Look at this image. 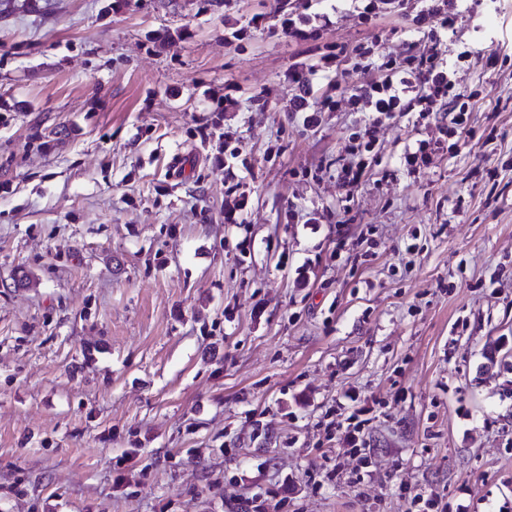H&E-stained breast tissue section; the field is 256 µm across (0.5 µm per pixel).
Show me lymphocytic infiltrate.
Segmentation results:
<instances>
[{"label": "lymphocytic infiltrate", "instance_id": "f902f5d3", "mask_svg": "<svg viewBox=\"0 0 512 512\" xmlns=\"http://www.w3.org/2000/svg\"><path fill=\"white\" fill-rule=\"evenodd\" d=\"M420 3L415 17L417 27L434 42V50L401 60L382 58L378 68L385 71V79L364 88L350 89L349 100L360 112L389 114L414 110L425 115L446 109L452 114L454 132L460 134L465 129L464 116L469 104L454 78L455 68L441 47L458 17L468 11V0H420Z\"/></svg>", "mask_w": 512, "mask_h": 512}]
</instances>
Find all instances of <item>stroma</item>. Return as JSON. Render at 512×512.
<instances>
[{
	"instance_id": "35a3bbf8",
	"label": "stroma",
	"mask_w": 512,
	"mask_h": 512,
	"mask_svg": "<svg viewBox=\"0 0 512 512\" xmlns=\"http://www.w3.org/2000/svg\"><path fill=\"white\" fill-rule=\"evenodd\" d=\"M110 2L0 0V512H512V0L448 42L459 139L321 62L429 51L417 0ZM354 15L362 22L366 23L377 16L379 8L389 10L394 8L396 2L400 0H351ZM381 4L382 6H379ZM429 144L424 141H417L412 147L409 146L402 157L404 167L410 173L420 172L430 162Z\"/></svg>"
}]
</instances>
